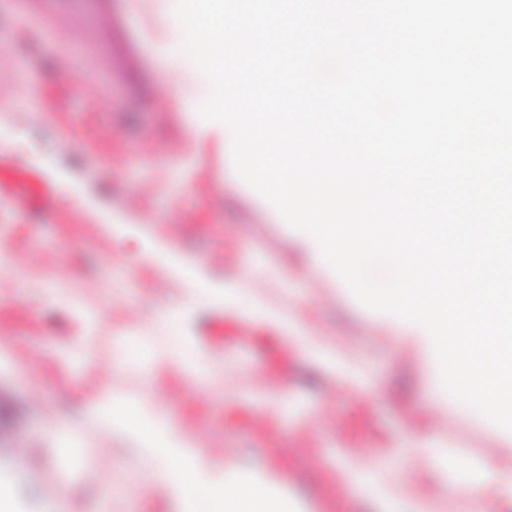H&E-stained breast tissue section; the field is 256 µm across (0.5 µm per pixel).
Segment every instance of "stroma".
<instances>
[{"mask_svg":"<svg viewBox=\"0 0 512 512\" xmlns=\"http://www.w3.org/2000/svg\"><path fill=\"white\" fill-rule=\"evenodd\" d=\"M77 16L65 0L32 10L0 0V431L25 444L0 455V481L22 512H180L143 481L155 461L89 416L93 398L166 413L215 476L264 468L304 512H374L349 477L396 484L397 512L415 499L470 512L428 462V445L457 458L512 464V441L484 415L433 394L432 355L414 350L416 323L364 307L323 268L317 243L289 226L235 172L225 125H195L201 72L172 35L173 0H112ZM162 248L200 275L244 283L224 305L176 275ZM110 289H102V282ZM259 302L364 369L367 388L324 371ZM176 331L209 359L204 378L179 366L140 367L131 341ZM67 497L49 494L53 482Z\"/></svg>","mask_w":512,"mask_h":512,"instance_id":"stroma-1","label":"stroma"}]
</instances>
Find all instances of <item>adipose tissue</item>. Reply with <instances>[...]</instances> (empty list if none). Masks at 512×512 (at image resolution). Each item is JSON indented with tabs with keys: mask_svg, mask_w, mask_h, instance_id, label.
<instances>
[{
	"mask_svg": "<svg viewBox=\"0 0 512 512\" xmlns=\"http://www.w3.org/2000/svg\"><path fill=\"white\" fill-rule=\"evenodd\" d=\"M91 412L135 439L139 453L156 460L153 478L181 503L182 512H300L298 501L265 470H254L246 479L230 475L214 480L201 452L162 413L118 406L105 396L94 401ZM472 470L460 485L471 512H500L491 491L512 490V469L487 458L474 462Z\"/></svg>",
	"mask_w": 512,
	"mask_h": 512,
	"instance_id": "1",
	"label": "adipose tissue"
}]
</instances>
